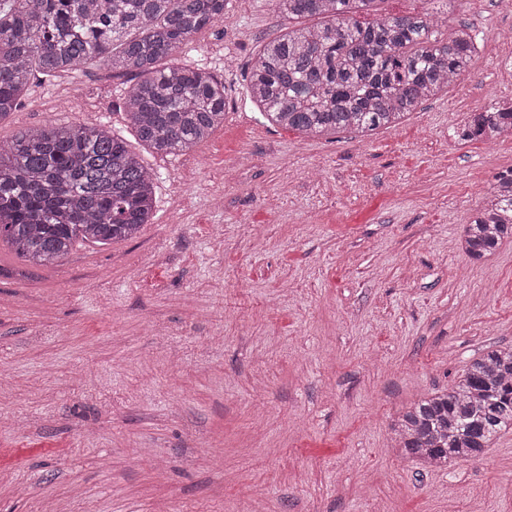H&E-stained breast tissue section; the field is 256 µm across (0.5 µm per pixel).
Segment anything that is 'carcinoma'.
Returning <instances> with one entry per match:
<instances>
[{
    "mask_svg": "<svg viewBox=\"0 0 512 512\" xmlns=\"http://www.w3.org/2000/svg\"><path fill=\"white\" fill-rule=\"evenodd\" d=\"M283 15L326 18L266 42L248 73L251 101L270 122L307 136L396 125L448 90L477 51L463 26L400 15L361 21L375 0H275ZM226 0H0V120L31 78L87 66L131 74L122 109L137 139L159 153L191 150L224 124V81L176 62ZM512 136V99L476 112L464 140ZM155 175L125 140L99 126L46 123L0 140V241L36 265L75 243L138 234L154 208ZM512 238V169L464 225L474 260ZM512 428V348L488 347L447 388L394 423L400 455L426 468L482 459Z\"/></svg>",
    "mask_w": 512,
    "mask_h": 512,
    "instance_id": "1",
    "label": "carcinoma"
}]
</instances>
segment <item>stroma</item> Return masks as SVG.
Instances as JSON below:
<instances>
[{
  "label": "stroma",
  "instance_id": "stroma-1",
  "mask_svg": "<svg viewBox=\"0 0 512 512\" xmlns=\"http://www.w3.org/2000/svg\"><path fill=\"white\" fill-rule=\"evenodd\" d=\"M447 15L478 51L402 124L307 138L271 125L245 72L306 19L227 0L179 63L221 76L224 124L192 150L141 144L131 76L31 83L0 138L102 125L154 173L132 239L37 266L0 249V512H512V430L484 459L423 468L390 425L490 346H512V241H456L512 143L464 141L512 99V0H375Z\"/></svg>",
  "mask_w": 512,
  "mask_h": 512
}]
</instances>
